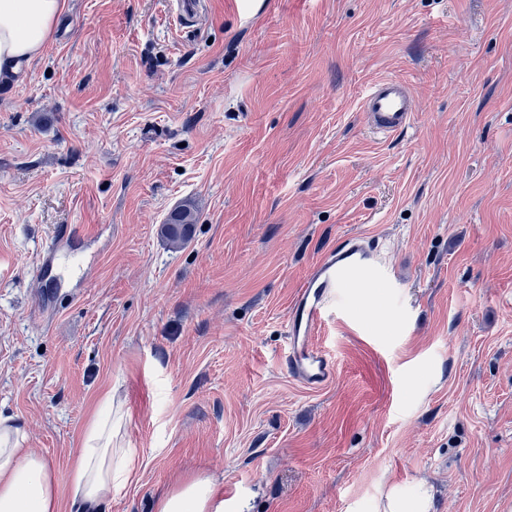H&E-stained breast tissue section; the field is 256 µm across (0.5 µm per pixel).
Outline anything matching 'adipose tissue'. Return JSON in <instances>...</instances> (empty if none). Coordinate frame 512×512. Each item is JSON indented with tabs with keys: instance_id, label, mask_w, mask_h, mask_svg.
<instances>
[{
	"instance_id": "obj_1",
	"label": "adipose tissue",
	"mask_w": 512,
	"mask_h": 512,
	"mask_svg": "<svg viewBox=\"0 0 512 512\" xmlns=\"http://www.w3.org/2000/svg\"><path fill=\"white\" fill-rule=\"evenodd\" d=\"M65 0H0V80L19 79L54 35ZM125 415L103 392L67 475L27 451L22 428L0 416V512H60L62 494L96 512L115 481L128 480L137 466L136 449L121 437ZM155 512H224V492L212 475L200 473L165 488Z\"/></svg>"
}]
</instances>
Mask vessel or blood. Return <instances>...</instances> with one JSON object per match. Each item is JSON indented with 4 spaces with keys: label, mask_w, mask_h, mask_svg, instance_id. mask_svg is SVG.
<instances>
[{
    "label": "vessel or blood",
    "mask_w": 512,
    "mask_h": 512,
    "mask_svg": "<svg viewBox=\"0 0 512 512\" xmlns=\"http://www.w3.org/2000/svg\"><path fill=\"white\" fill-rule=\"evenodd\" d=\"M205 10V0H169L171 17L181 26ZM360 110L372 133L390 137L412 126L417 106L405 79L385 76L371 84ZM385 269L382 251L361 235L339 240L313 265L289 304L288 353L282 359L284 368L304 388L321 390L335 378L336 363L316 345L315 336L333 307L339 285L380 277Z\"/></svg>",
    "instance_id": "vessel-or-blood-1"
}]
</instances>
